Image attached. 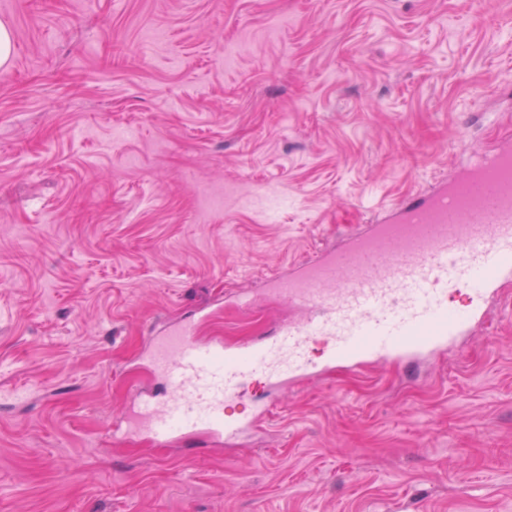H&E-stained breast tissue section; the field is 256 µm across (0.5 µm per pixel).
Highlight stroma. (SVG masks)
<instances>
[{
  "label": "stroma",
  "instance_id": "35a3bbf8",
  "mask_svg": "<svg viewBox=\"0 0 512 512\" xmlns=\"http://www.w3.org/2000/svg\"><path fill=\"white\" fill-rule=\"evenodd\" d=\"M0 23V512H512V284L419 381L288 388L244 447L107 436L160 389L152 326L266 335L273 270L512 133V0H0Z\"/></svg>",
  "mask_w": 512,
  "mask_h": 512
}]
</instances>
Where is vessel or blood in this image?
Masks as SVG:
<instances>
[{"mask_svg":"<svg viewBox=\"0 0 512 512\" xmlns=\"http://www.w3.org/2000/svg\"><path fill=\"white\" fill-rule=\"evenodd\" d=\"M512 278V142L479 153L451 180L440 179L322 250L274 271L272 295L296 315L256 344L225 346L198 339V323L181 320L150 338L147 368L169 391L142 397L112 424L113 437L134 435L158 445L200 434L218 444L243 440L276 408L266 400L250 413L233 410L249 379L277 389L338 370L400 364L416 381L417 360L455 350L461 338L487 332L483 306ZM467 284L472 305L448 304ZM323 340L326 355L308 348Z\"/></svg>","mask_w":512,"mask_h":512,"instance_id":"obj_1","label":"vessel or blood"}]
</instances>
